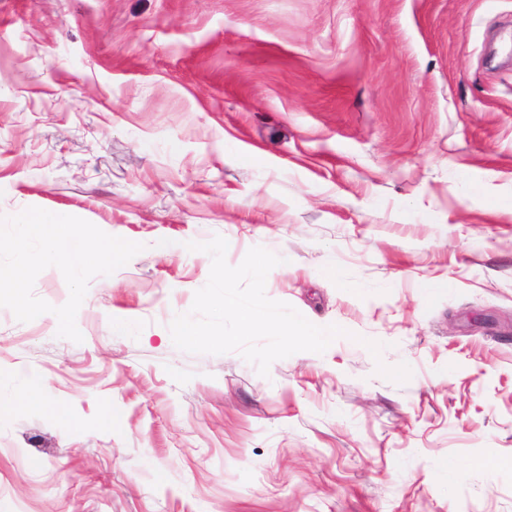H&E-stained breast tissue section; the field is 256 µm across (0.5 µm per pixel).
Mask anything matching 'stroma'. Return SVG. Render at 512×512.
<instances>
[{
  "label": "stroma",
  "instance_id": "1",
  "mask_svg": "<svg viewBox=\"0 0 512 512\" xmlns=\"http://www.w3.org/2000/svg\"><path fill=\"white\" fill-rule=\"evenodd\" d=\"M507 33L512 0H0V215L144 246L82 342L0 308V512H512ZM217 235L344 336L265 377L177 349Z\"/></svg>",
  "mask_w": 512,
  "mask_h": 512
}]
</instances>
